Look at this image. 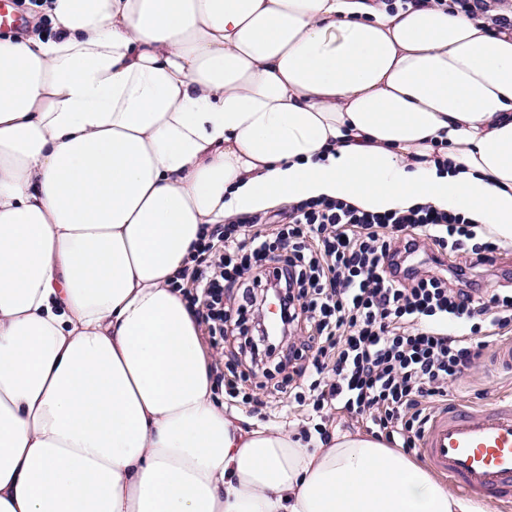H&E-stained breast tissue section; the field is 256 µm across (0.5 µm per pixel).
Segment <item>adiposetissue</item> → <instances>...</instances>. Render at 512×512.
I'll use <instances>...</instances> for the list:
<instances>
[{"label": "adipose tissue", "instance_id": "ef3b65f1", "mask_svg": "<svg viewBox=\"0 0 512 512\" xmlns=\"http://www.w3.org/2000/svg\"><path fill=\"white\" fill-rule=\"evenodd\" d=\"M46 12L0 38V512H476L372 437L224 409L171 283L204 226L283 201L428 205L511 248L512 11Z\"/></svg>", "mask_w": 512, "mask_h": 512}]
</instances>
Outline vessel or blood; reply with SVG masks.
I'll list each match as a JSON object with an SVG mask.
<instances>
[{
	"label": "vessel or blood",
	"mask_w": 512,
	"mask_h": 512,
	"mask_svg": "<svg viewBox=\"0 0 512 512\" xmlns=\"http://www.w3.org/2000/svg\"><path fill=\"white\" fill-rule=\"evenodd\" d=\"M421 452L425 464L462 496L512 512V404L437 412Z\"/></svg>",
	"instance_id": "1"
}]
</instances>
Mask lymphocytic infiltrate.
Instances as JSON below:
<instances>
[{
  "instance_id": "lymphocytic-infiltrate-1",
  "label": "lymphocytic infiltrate",
  "mask_w": 512,
  "mask_h": 512,
  "mask_svg": "<svg viewBox=\"0 0 512 512\" xmlns=\"http://www.w3.org/2000/svg\"><path fill=\"white\" fill-rule=\"evenodd\" d=\"M260 217L215 224L194 244L178 279L211 336L237 332L248 358L240 382L292 392L315 415L337 408L360 416L390 447L418 448L436 405L512 327V293L464 285L467 268L493 264L497 246L462 214L421 206L376 214L337 200L296 205L272 234ZM436 249L431 269L407 265L422 240ZM469 267L439 273L444 255ZM279 289L287 336L271 347L258 330L260 295ZM240 292L234 308L225 294Z\"/></svg>"
}]
</instances>
